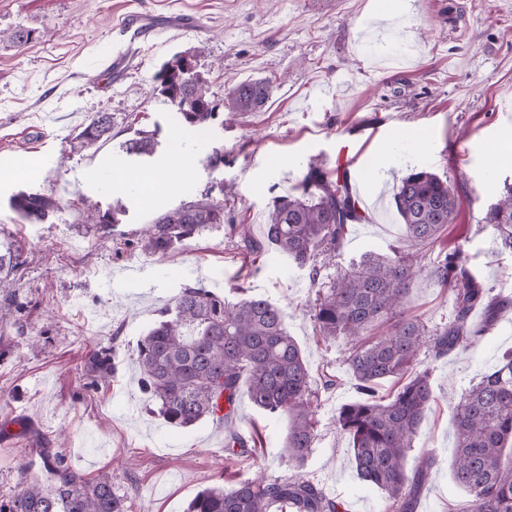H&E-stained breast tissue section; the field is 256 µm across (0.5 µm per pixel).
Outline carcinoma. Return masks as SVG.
I'll return each mask as SVG.
<instances>
[{
  "label": "carcinoma",
  "instance_id": "carcinoma-1",
  "mask_svg": "<svg viewBox=\"0 0 512 512\" xmlns=\"http://www.w3.org/2000/svg\"><path fill=\"white\" fill-rule=\"evenodd\" d=\"M193 56L184 53L162 65L156 75L158 94L188 129L207 127L217 119L207 82L192 74ZM269 97L265 81L249 80L231 89L225 107L233 115L261 110ZM112 137V115L91 116L76 136L82 148ZM156 132H136L126 152L153 156ZM406 241L416 248L432 247L452 223L456 196L448 182L427 170L403 177L394 194ZM12 207L30 224L45 222L58 209L55 199L17 194ZM87 220L101 230L121 223L124 210L86 207ZM365 220L351 195L347 177L319 164L308 168L301 194L274 201L266 241L288 254L296 267L309 271L319 284L312 308L318 335L345 345L343 363L360 393L336 414V427L351 443L358 477L383 491L396 512H414L418 493L433 464L425 457L413 471L407 453L432 400L431 369L418 368L422 349L434 359L466 351L492 325L505 300L482 287L466 268L459 248L444 253L430 271L449 287L453 320L430 332L418 318L404 315L405 299L419 276L413 256L371 254L358 266L319 282L320 257L338 251L349 225ZM485 222L504 251L512 252V187L491 206ZM224 223V201L205 193L180 206L159 212L143 232L141 250L166 255L176 245ZM27 262L8 244L0 252V290ZM482 308L486 322L470 323ZM140 381L156 412L182 428L212 418L228 430L225 448L248 453L236 430V402L246 383L253 405L288 420L286 448L294 473L268 478L258 474L199 491L186 512H271L275 503H289L297 512H339V504L299 473L317 439L313 402L318 395L296 340L288 334L281 310L266 299L244 297L236 302L204 286H187L171 307L161 311L154 327L138 345ZM90 386L112 380V349L93 351L85 362ZM385 381L398 383L388 398L378 395ZM455 445L453 480L470 497L472 512H512V350L499 366L481 376L452 407ZM42 467L55 483L45 489L20 473L14 492L0 499V512H129V494L119 493L108 474L88 480L69 468L64 458L42 449Z\"/></svg>",
  "mask_w": 512,
  "mask_h": 512
}]
</instances>
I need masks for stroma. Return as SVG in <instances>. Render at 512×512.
I'll use <instances>...</instances> for the list:
<instances>
[{
  "label": "stroma",
  "mask_w": 512,
  "mask_h": 512,
  "mask_svg": "<svg viewBox=\"0 0 512 512\" xmlns=\"http://www.w3.org/2000/svg\"><path fill=\"white\" fill-rule=\"evenodd\" d=\"M142 15L157 24L135 43L130 66L112 75L122 50L118 26ZM19 28L33 41L8 40ZM194 54L215 101L227 89L268 80L262 111L225 117L206 136L180 127L158 95L155 76L174 55ZM111 114V140L79 149L87 119ZM154 130L155 160L126 154L137 130ZM180 136L191 173L167 190L138 184L165 167ZM224 162L213 165L215 153ZM345 173L366 221L350 225L336 256L321 261L328 279L367 253H391L407 241L393 196L411 170L447 179L457 217L433 248H462L470 273L509 300L468 351L433 368V400L407 456L436 461L415 512H471L452 480L450 403L512 349V253L498 250L483 217L512 186V0H0V242L19 246L27 263L15 277L16 336L0 326V496L20 473L44 487L53 479L38 452L57 450L86 479L109 473L131 495L133 512H184L200 490L264 471L289 474L286 421L237 399V430L250 456L226 457L223 424L181 428L153 410L139 385L137 345L184 287L267 298L279 307L312 377L336 375L319 391L317 442L304 475L340 503V512H391L384 494L359 479L349 441L332 424L358 397L339 343L322 341L311 316L317 287L273 246L260 252L276 197L296 195L310 163ZM21 192L45 194L59 207L44 223L23 222L11 208ZM208 193L224 202V223L165 256H145L138 241L154 216ZM126 213L108 233L86 221V203ZM427 326L454 315L448 288L424 275L406 304ZM113 347L109 385L87 386L84 359Z\"/></svg>",
  "instance_id": "stroma-1"
}]
</instances>
